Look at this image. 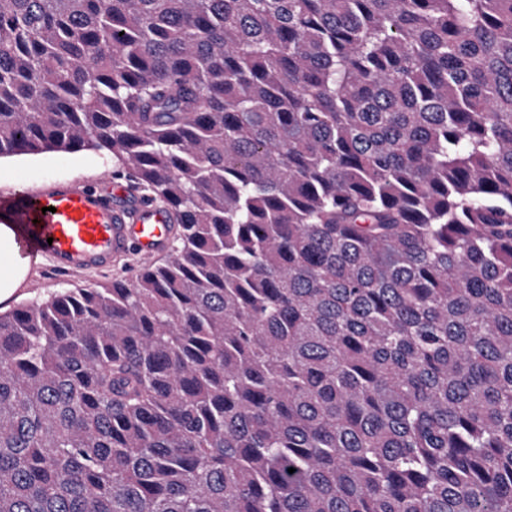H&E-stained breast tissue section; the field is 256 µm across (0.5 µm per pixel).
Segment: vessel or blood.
Listing matches in <instances>:
<instances>
[{"label": "vessel or blood", "instance_id": "obj_1", "mask_svg": "<svg viewBox=\"0 0 512 512\" xmlns=\"http://www.w3.org/2000/svg\"><path fill=\"white\" fill-rule=\"evenodd\" d=\"M0 223L26 260L20 286L0 289V311L9 314L36 290L38 265L61 274L104 270L121 256L143 261L162 254L170 237L166 214L152 204L119 205L111 186L68 181L48 183L39 193L1 195Z\"/></svg>", "mask_w": 512, "mask_h": 512}]
</instances>
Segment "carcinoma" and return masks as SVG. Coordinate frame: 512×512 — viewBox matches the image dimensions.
Wrapping results in <instances>:
<instances>
[{
	"instance_id": "obj_1",
	"label": "carcinoma",
	"mask_w": 512,
	"mask_h": 512,
	"mask_svg": "<svg viewBox=\"0 0 512 512\" xmlns=\"http://www.w3.org/2000/svg\"><path fill=\"white\" fill-rule=\"evenodd\" d=\"M89 148L170 253L0 315V512H512V0H0Z\"/></svg>"
}]
</instances>
